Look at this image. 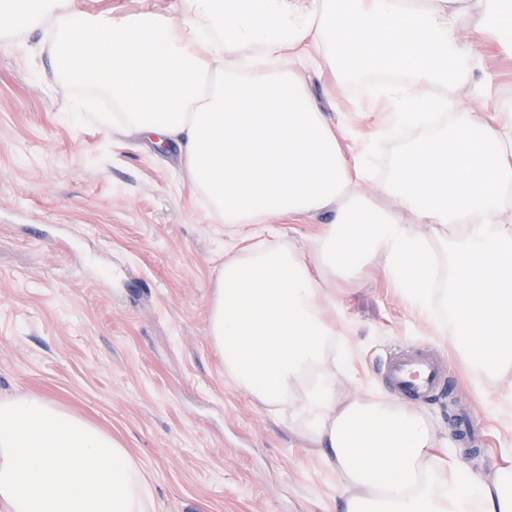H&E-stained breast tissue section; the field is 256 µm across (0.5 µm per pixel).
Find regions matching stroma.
<instances>
[{"mask_svg": "<svg viewBox=\"0 0 512 512\" xmlns=\"http://www.w3.org/2000/svg\"><path fill=\"white\" fill-rule=\"evenodd\" d=\"M42 38L0 42V399L39 396L112 433L146 474L152 512H343L319 454L234 385L211 343L214 283L238 237L184 186L177 149L113 132L96 107L73 111L83 89L46 88ZM458 38L480 65L454 93L496 124L512 48L472 16ZM305 78L321 107L339 106L344 147L371 143L373 194L403 145L373 137L389 106ZM343 301L352 372L340 393L388 394L386 357L427 346L448 372L416 406L438 432L436 470L449 475L452 451L477 470L501 462L512 431L485 414L493 387L477 392L475 371L383 273Z\"/></svg>", "mask_w": 512, "mask_h": 512, "instance_id": "35a3bbf8", "label": "stroma"}]
</instances>
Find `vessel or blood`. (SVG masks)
I'll return each mask as SVG.
<instances>
[{
    "instance_id": "vessel-or-blood-1",
    "label": "vessel or blood",
    "mask_w": 512,
    "mask_h": 512,
    "mask_svg": "<svg viewBox=\"0 0 512 512\" xmlns=\"http://www.w3.org/2000/svg\"><path fill=\"white\" fill-rule=\"evenodd\" d=\"M386 378L391 392L403 399L418 401L442 391L446 371L424 347H403L387 362Z\"/></svg>"
}]
</instances>
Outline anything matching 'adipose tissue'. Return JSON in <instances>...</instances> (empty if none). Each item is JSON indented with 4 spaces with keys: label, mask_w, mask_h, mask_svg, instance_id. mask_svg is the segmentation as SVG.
Masks as SVG:
<instances>
[{
    "label": "adipose tissue",
    "mask_w": 512,
    "mask_h": 512,
    "mask_svg": "<svg viewBox=\"0 0 512 512\" xmlns=\"http://www.w3.org/2000/svg\"><path fill=\"white\" fill-rule=\"evenodd\" d=\"M502 0H180L113 19L85 0H0V39L46 30L43 76L98 82L113 128L176 145L183 181L222 223L274 215L333 219L304 247L258 242L225 259L209 307L224 372L271 417L317 448L344 512H512V466L479 473L455 458L439 475L436 436L418 411L374 393L341 397L350 347L339 282L381 265L403 299L497 386L512 422V99L488 126L451 94L477 62L456 35L476 13L512 44ZM362 81L395 110L386 136L408 140L378 197L368 149L346 153L344 127L319 106L303 72ZM439 111L457 121L435 122ZM430 225L426 237L402 213Z\"/></svg>",
    "instance_id": "adipose-tissue-1"
}]
</instances>
